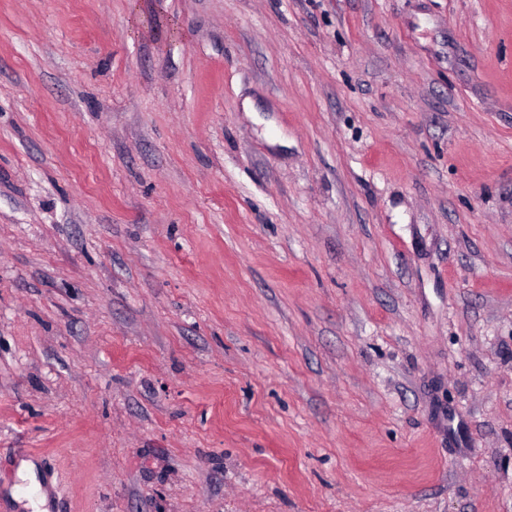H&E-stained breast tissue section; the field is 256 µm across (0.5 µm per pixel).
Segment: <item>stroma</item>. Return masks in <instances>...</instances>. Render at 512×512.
I'll return each mask as SVG.
<instances>
[{
  "label": "stroma",
  "instance_id": "obj_1",
  "mask_svg": "<svg viewBox=\"0 0 512 512\" xmlns=\"http://www.w3.org/2000/svg\"><path fill=\"white\" fill-rule=\"evenodd\" d=\"M512 512V0H0V512ZM37 464L30 459H23L17 467V477L27 483L26 486L14 485L11 496L21 509L28 512H48L46 494L37 482Z\"/></svg>",
  "mask_w": 512,
  "mask_h": 512
}]
</instances>
